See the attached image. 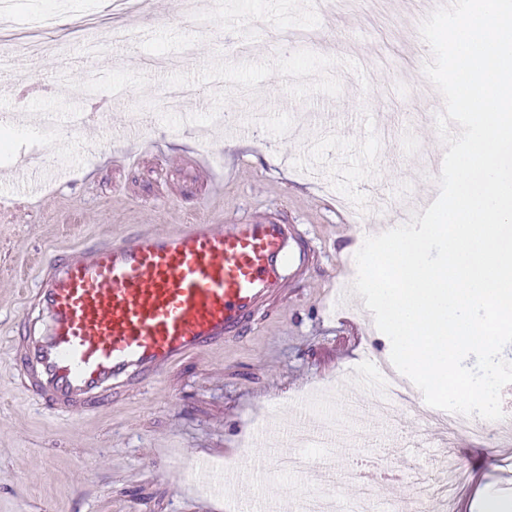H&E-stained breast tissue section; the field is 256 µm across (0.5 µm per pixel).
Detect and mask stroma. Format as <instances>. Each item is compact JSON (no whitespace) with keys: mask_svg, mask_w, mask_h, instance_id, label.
Here are the masks:
<instances>
[{"mask_svg":"<svg viewBox=\"0 0 512 512\" xmlns=\"http://www.w3.org/2000/svg\"><path fill=\"white\" fill-rule=\"evenodd\" d=\"M44 14L60 19L42 34L50 52L0 72V512H226L251 484L278 512L284 482L313 479L254 470L262 429L328 415L339 445L309 454L334 462L341 496L348 467L381 455L395 475L382 496L413 505L412 468L443 453L465 480L439 512H481L482 497L501 495L511 432L432 434L414 417L419 395L382 420L359 381L391 343L345 291L348 241L362 233L352 214L398 224L408 203L437 197L444 155L442 96L400 69L431 56L406 0H390L378 27L334 0H223L205 28L185 0H144L120 19L113 0L11 2L15 29ZM120 22L133 35L117 46ZM287 28L320 38L290 47ZM175 83L196 85L193 104L163 106ZM216 111L223 125L210 123ZM48 139L57 155L43 162ZM256 221L300 225L321 263L243 339L81 418L45 413L20 387L8 340L25 320L17 279L36 261L111 233ZM199 455L223 462V495L199 491Z\"/></svg>","mask_w":512,"mask_h":512,"instance_id":"1","label":"stroma"}]
</instances>
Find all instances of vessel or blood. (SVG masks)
<instances>
[{"mask_svg":"<svg viewBox=\"0 0 512 512\" xmlns=\"http://www.w3.org/2000/svg\"><path fill=\"white\" fill-rule=\"evenodd\" d=\"M315 264L295 224H181L74 248L24 291L26 323L10 340L18 379L61 417L110 406L242 339Z\"/></svg>","mask_w":512,"mask_h":512,"instance_id":"obj_1","label":"vessel or blood"}]
</instances>
